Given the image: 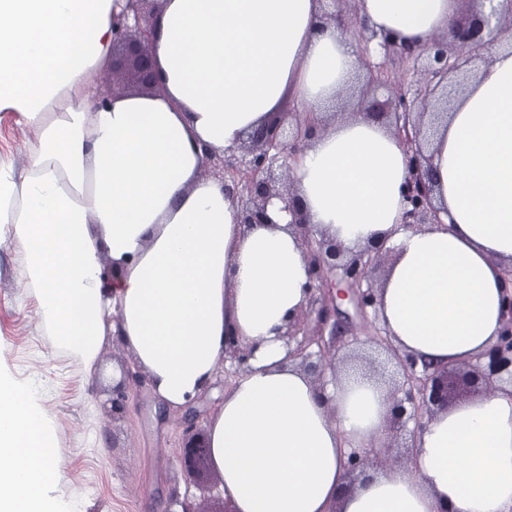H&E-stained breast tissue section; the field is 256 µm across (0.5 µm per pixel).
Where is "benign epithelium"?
<instances>
[{
	"mask_svg": "<svg viewBox=\"0 0 512 512\" xmlns=\"http://www.w3.org/2000/svg\"><path fill=\"white\" fill-rule=\"evenodd\" d=\"M156 0H126L115 19L112 45L122 47V57L112 59V69H125L134 83L149 94L162 90L153 41L157 14L152 7ZM489 4V12L473 14L463 21H453L446 35L426 45H408L388 33L371 30L359 20L360 40L365 52L376 40L381 61L367 62L368 78L361 107L364 118L386 124L404 149L408 158L409 176L402 189L404 213L402 226L420 231L427 226L443 223L444 209L435 203L434 170L426 153L429 138L434 134L443 113L436 105L449 101L448 75L461 76L458 86L469 79L467 66L478 60L490 62L489 46L499 42L506 29L512 30V0H481ZM426 59V86L410 99L396 93L380 101L374 93L387 88L395 79L391 73L393 61L416 62ZM293 113L280 112L264 125L250 131L246 141L230 153L218 154L203 145L204 166L222 178L224 190L238 198L239 223L246 226L269 224L268 205L277 199L282 210L290 215L289 225L300 234L308 265L309 312L314 314V331L305 329L304 320L288 321L282 337L288 343V358L300 361L301 366L317 379L326 371L336 372V360L343 348V339L360 329L371 338L381 333L375 326L377 295L373 287L376 270L384 257L391 253L385 242H373L349 255H344L335 242L318 239L307 224L299 198L288 183L286 170L294 169L319 126L313 112L291 122L285 129L287 117ZM502 278L508 288L501 296L502 328L497 342L471 364L434 363L420 361L414 355L388 349L395 360L399 380L393 387V402L389 428L404 440L403 447L416 459L421 431L439 411L468 395L485 391L512 390V265L503 269ZM346 301L347 311L339 306ZM252 350L233 348L225 359L231 362L227 373L237 375L249 367ZM141 383L139 372L126 367L122 379L112 387V415L126 411L127 385ZM201 397L191 400L183 409L184 427L181 433L180 462L187 474L198 479L213 465L208 433L198 427L202 416ZM384 448H364L355 451L348 462L349 474L356 477L364 472L368 457L377 456Z\"/></svg>",
	"mask_w": 512,
	"mask_h": 512,
	"instance_id": "7a95c632",
	"label": "benign epithelium"
}]
</instances>
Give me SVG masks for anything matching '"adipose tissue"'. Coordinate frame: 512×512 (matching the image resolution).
<instances>
[{"label": "adipose tissue", "mask_w": 512, "mask_h": 512, "mask_svg": "<svg viewBox=\"0 0 512 512\" xmlns=\"http://www.w3.org/2000/svg\"><path fill=\"white\" fill-rule=\"evenodd\" d=\"M124 0H0V111L34 132L21 173L0 168V243L57 346L94 370L119 313L123 341L172 408L212 382L232 346L253 348L208 424L231 512H512V396L437 413L415 466L349 484L352 451L381 446L392 389L369 368L314 381L280 333L307 301L289 217L243 229L202 145L236 148L292 102L325 114L292 188L316 236L392 247L378 312L400 350L472 363L501 327L512 264V47L497 45L433 145L447 227L401 226L408 163L391 132L351 116L359 44L320 23V0H160L163 90L91 102ZM460 0H357L377 30L423 44ZM117 275L104 286V262ZM63 457L36 394L0 373V512H60Z\"/></svg>", "instance_id": "1"}]
</instances>
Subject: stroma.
Here are the masks:
<instances>
[{"mask_svg":"<svg viewBox=\"0 0 512 512\" xmlns=\"http://www.w3.org/2000/svg\"><path fill=\"white\" fill-rule=\"evenodd\" d=\"M32 136L15 113L0 111V165L21 171ZM25 255L0 245V371L34 388L64 459L51 495L67 512H177L191 499L201 512L218 506V471L196 484L178 458L181 417L159 419L150 387L131 390L126 417L104 404L129 363L122 344L106 341L95 374L76 353L55 346L37 312L36 292L20 278Z\"/></svg>","mask_w":512,"mask_h":512,"instance_id":"stroma-1","label":"stroma"}]
</instances>
